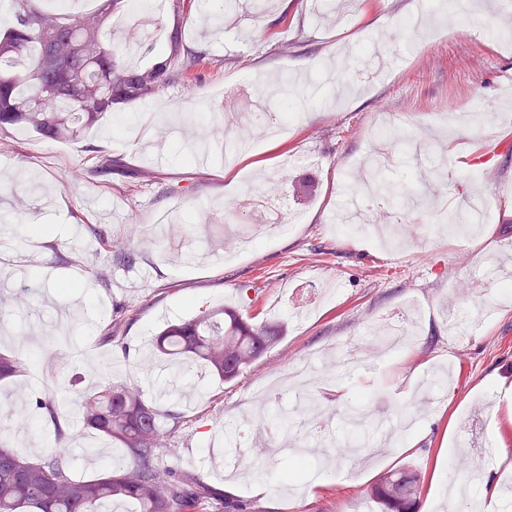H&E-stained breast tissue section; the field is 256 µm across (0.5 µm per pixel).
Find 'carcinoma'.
Listing matches in <instances>:
<instances>
[{"label": "carcinoma", "instance_id": "obj_1", "mask_svg": "<svg viewBox=\"0 0 512 512\" xmlns=\"http://www.w3.org/2000/svg\"><path fill=\"white\" fill-rule=\"evenodd\" d=\"M11 2L13 25L0 33V131L23 126L42 137L77 138L106 113L162 91L175 65L187 72L200 61L192 53L180 57L184 12L194 0H164L167 48L144 45L147 59L138 66L123 60L106 31L127 0H105V7L87 15L65 9L47 14L37 0ZM276 340L274 330L225 307L166 325L156 347L183 362L200 361L212 376L230 382ZM21 369L20 358L0 354V380ZM70 410L123 448L122 460L106 462L97 478L84 480L75 476L68 448L32 459L0 442V512H101L113 501H129L137 512H188L213 494L195 472L161 463L160 413L136 389L109 386L74 401ZM309 466L308 460L293 461L282 478L297 481ZM420 483L416 470L383 473L372 490L380 512H418Z\"/></svg>", "mask_w": 512, "mask_h": 512}]
</instances>
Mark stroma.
<instances>
[{"label":"stroma","instance_id":"1","mask_svg":"<svg viewBox=\"0 0 512 512\" xmlns=\"http://www.w3.org/2000/svg\"><path fill=\"white\" fill-rule=\"evenodd\" d=\"M323 2L245 0L243 22L217 26L191 10L182 44L202 60L150 100L73 140L0 133V353L23 360L0 381V440L11 448L31 458L62 443L99 448L75 470L96 478L116 455L111 441L71 414L58 442L32 402L112 384L139 388L161 413L164 463L215 490L195 512H224L227 496L248 512H379L374 484L404 467L422 475L419 512H454L450 489L475 502L512 480L501 459L512 453V296L468 278L491 255L512 270V14L494 0H470L465 13L440 0L433 37L416 40L405 22L420 0H354L345 18ZM279 78L302 98L273 138L264 117L276 106L243 97ZM202 136L248 145L188 161ZM160 146L166 164L148 166L144 154ZM388 146L391 193L373 210L380 242L336 215L362 162ZM99 155L117 167L92 173ZM252 191L285 204L254 246L244 240L253 215L238 206ZM477 204L488 219L462 231L459 214ZM198 249L224 257L186 263ZM224 306L282 336L231 382L186 364L184 380L201 390L183 398L150 339L164 322ZM463 310L476 329L455 321ZM410 314L417 325L390 345L393 318ZM362 394L373 419L412 422L381 431L368 459H349L342 410ZM305 396L318 411L277 438L316 460L286 484V455L254 439Z\"/></svg>","mask_w":512,"mask_h":512}]
</instances>
